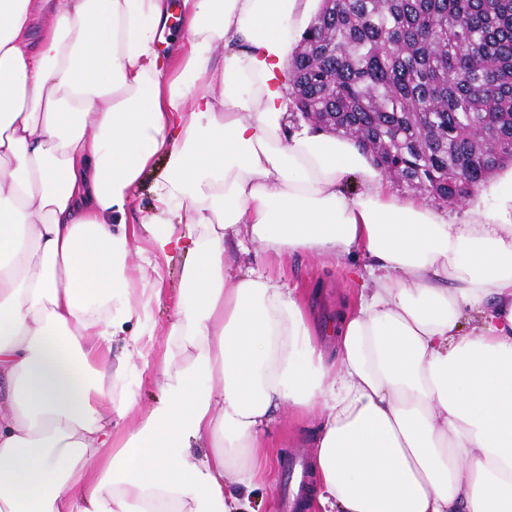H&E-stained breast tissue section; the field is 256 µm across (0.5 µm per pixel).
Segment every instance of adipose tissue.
I'll return each instance as SVG.
<instances>
[{"label":"adipose tissue","instance_id":"ef3b65f1","mask_svg":"<svg viewBox=\"0 0 512 512\" xmlns=\"http://www.w3.org/2000/svg\"><path fill=\"white\" fill-rule=\"evenodd\" d=\"M318 2L181 0L174 76L169 0H45L35 47L33 0H0V512H247L285 404L319 410L316 512H512V169L458 223L357 142L284 133ZM159 155L153 251L183 255L187 298L125 429L128 401L100 406L113 342L153 353L128 331L161 291H130L127 214ZM254 242L353 259L334 360L293 290L227 263Z\"/></svg>","mask_w":512,"mask_h":512}]
</instances>
